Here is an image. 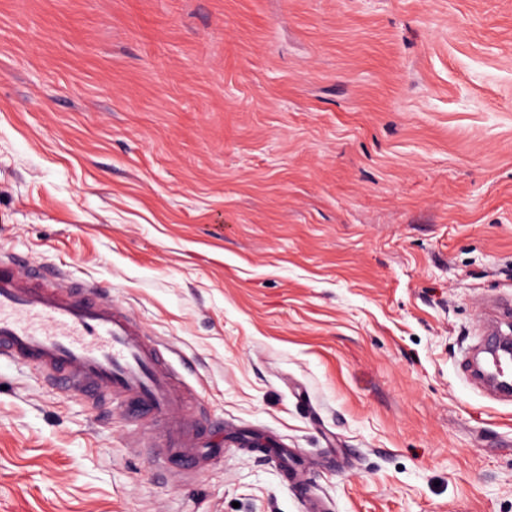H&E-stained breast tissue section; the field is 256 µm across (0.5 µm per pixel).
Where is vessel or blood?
<instances>
[{
	"label": "vessel or blood",
	"mask_w": 512,
	"mask_h": 512,
	"mask_svg": "<svg viewBox=\"0 0 512 512\" xmlns=\"http://www.w3.org/2000/svg\"><path fill=\"white\" fill-rule=\"evenodd\" d=\"M33 362L53 386L90 397L121 394L128 412L173 419L164 435L190 467L196 451L194 415L157 344L113 307L94 284H72L32 270L19 255L0 256V359Z\"/></svg>",
	"instance_id": "vessel-or-blood-1"
}]
</instances>
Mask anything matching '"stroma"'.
Segmentation results:
<instances>
[{
  "label": "stroma",
  "instance_id": "stroma-1",
  "mask_svg": "<svg viewBox=\"0 0 512 512\" xmlns=\"http://www.w3.org/2000/svg\"><path fill=\"white\" fill-rule=\"evenodd\" d=\"M2 252L168 345L209 453L0 359V512H512V0H0Z\"/></svg>",
  "mask_w": 512,
  "mask_h": 512
}]
</instances>
